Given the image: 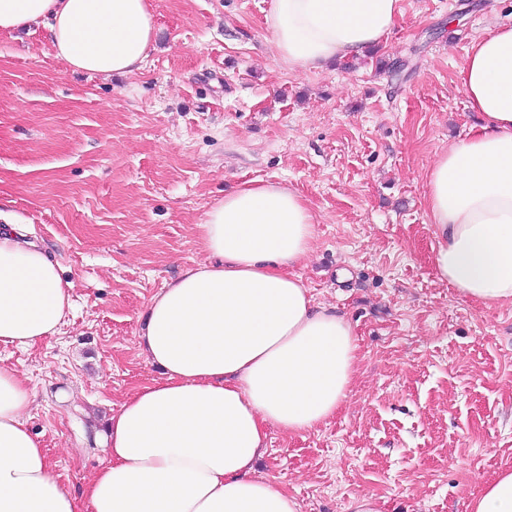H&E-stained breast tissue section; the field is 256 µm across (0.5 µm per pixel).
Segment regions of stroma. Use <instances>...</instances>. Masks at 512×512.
<instances>
[{"label": "stroma", "mask_w": 512, "mask_h": 512, "mask_svg": "<svg viewBox=\"0 0 512 512\" xmlns=\"http://www.w3.org/2000/svg\"><path fill=\"white\" fill-rule=\"evenodd\" d=\"M142 70L74 72L47 31L0 34V224L64 268L74 308L36 348L0 346L34 391L25 420L80 493L108 463L106 421L160 372L141 321L152 296L208 261L197 234L251 180L301 192L318 217L299 273L351 321L362 356L348 398L303 433L269 429L258 466L300 512H470L512 468V306L439 282L424 172L481 122L459 82L473 40L512 25V0H402L376 53L294 71L268 0H150Z\"/></svg>", "instance_id": "stroma-1"}]
</instances>
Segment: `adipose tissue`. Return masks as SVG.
<instances>
[{
  "mask_svg": "<svg viewBox=\"0 0 512 512\" xmlns=\"http://www.w3.org/2000/svg\"><path fill=\"white\" fill-rule=\"evenodd\" d=\"M401 0H269L277 54L302 73L382 43ZM37 24L54 57L94 75L142 69L155 41L148 0H0V33ZM480 126L424 174L436 278L491 308L512 305V27L474 40L460 71ZM317 216L299 191L253 180L198 225L210 262L153 296L140 331L162 373L109 418L110 458L81 494L67 490L25 415L34 393L0 366V512H299L255 467L268 427L314 429L342 407L357 373L352 324L315 306L299 273ZM74 305L62 269L18 225L0 227V345L56 336ZM470 512H512V468L485 481Z\"/></svg>",
  "mask_w": 512,
  "mask_h": 512,
  "instance_id": "obj_1",
  "label": "adipose tissue"
}]
</instances>
